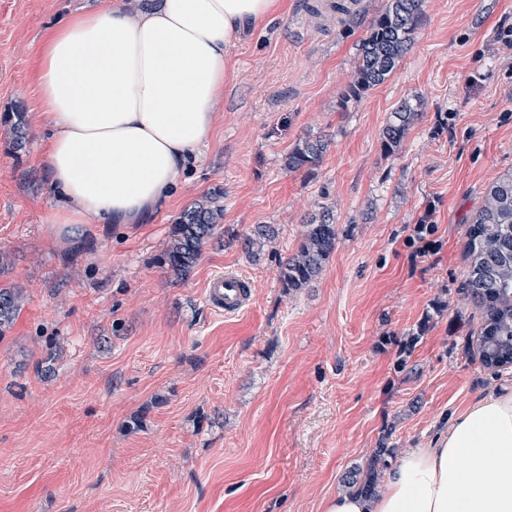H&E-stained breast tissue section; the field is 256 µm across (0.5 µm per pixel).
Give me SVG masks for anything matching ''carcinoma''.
Returning a JSON list of instances; mask_svg holds the SVG:
<instances>
[{
	"label": "carcinoma",
	"instance_id": "obj_1",
	"mask_svg": "<svg viewBox=\"0 0 512 512\" xmlns=\"http://www.w3.org/2000/svg\"><path fill=\"white\" fill-rule=\"evenodd\" d=\"M425 0H386L384 8L371 22L367 36L358 44L352 81L341 93L340 107L362 92L383 84L399 66L411 47L423 18ZM420 112L404 101L391 113L382 130L387 152L400 147ZM328 149L321 138L301 139L288 152L284 166L289 170L315 167ZM218 194L194 203L175 218L168 247L156 264L178 278H185L202 256L203 246L217 235L224 209L217 204ZM275 236L269 224H257L241 241L253 259H260L264 243ZM337 232L333 211L324 208L306 224L297 250L280 264L279 281L286 291L306 287L322 270L336 248ZM465 255L468 270L465 285L471 301L482 310L483 322L476 338L470 339L479 360L487 368L512 365V173L494 182L473 224L466 231ZM21 290L0 287V337L12 328L20 311ZM391 448H377L365 478L352 488L370 494L378 478L377 466H388Z\"/></svg>",
	"mask_w": 512,
	"mask_h": 512
}]
</instances>
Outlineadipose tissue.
<instances>
[{"label": "adipose tissue", "mask_w": 512, "mask_h": 512, "mask_svg": "<svg viewBox=\"0 0 512 512\" xmlns=\"http://www.w3.org/2000/svg\"><path fill=\"white\" fill-rule=\"evenodd\" d=\"M280 3L157 0L133 20L109 0L51 29L35 81L59 223H146L217 123L228 48ZM323 512H512V387L404 452L372 494L338 492Z\"/></svg>", "instance_id": "1"}]
</instances>
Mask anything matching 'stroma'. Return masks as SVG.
<instances>
[{"mask_svg": "<svg viewBox=\"0 0 512 512\" xmlns=\"http://www.w3.org/2000/svg\"><path fill=\"white\" fill-rule=\"evenodd\" d=\"M102 0H0V287L23 302L0 339V512H322L375 448H424L512 385L469 338L465 228L512 172V0H426L397 69L347 109L357 46L385 0L330 16L282 0L227 52L217 124L144 224H60L35 85L47 32ZM421 115L387 153L403 101ZM27 136L13 147L16 113ZM322 137L321 163L285 155ZM224 193L221 239L187 279L154 259L174 218ZM330 208L336 248L306 288L279 264ZM276 235L259 261L239 240ZM418 224L434 228L418 254ZM253 285L225 316L215 273ZM249 281L233 271L218 272L208 281L206 300L210 308L224 315H235L250 303Z\"/></svg>", "mask_w": 512, "mask_h": 512, "instance_id": "1", "label": "stroma"}]
</instances>
